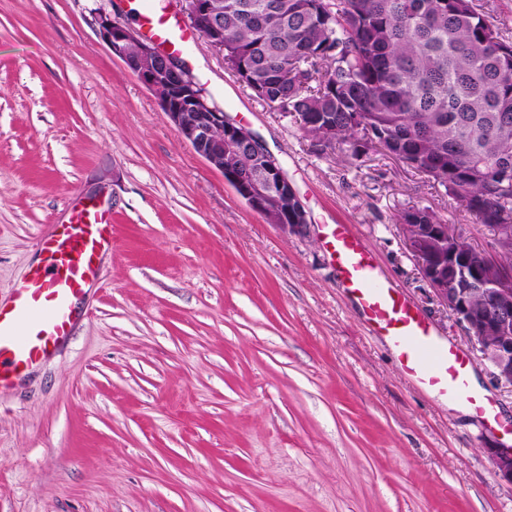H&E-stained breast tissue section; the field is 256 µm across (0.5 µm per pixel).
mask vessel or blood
Listing matches in <instances>:
<instances>
[{
  "mask_svg": "<svg viewBox=\"0 0 512 512\" xmlns=\"http://www.w3.org/2000/svg\"><path fill=\"white\" fill-rule=\"evenodd\" d=\"M146 36L177 54L191 35L177 18L140 0ZM326 247L349 297L372 330L393 347L403 374L438 398L464 402L484 424L497 423L493 402L472 385V358L435 335L425 315L391 285L360 236L329 225ZM112 244V216L100 205L75 201L68 223L54 225L37 250V265L0 303V390L55 355L72 335L77 302L103 274L101 256Z\"/></svg>",
  "mask_w": 512,
  "mask_h": 512,
  "instance_id": "vessel-or-blood-1",
  "label": "vessel or blood"
}]
</instances>
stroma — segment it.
I'll return each mask as SVG.
<instances>
[{
	"label": "stroma",
	"mask_w": 512,
	"mask_h": 512,
	"mask_svg": "<svg viewBox=\"0 0 512 512\" xmlns=\"http://www.w3.org/2000/svg\"><path fill=\"white\" fill-rule=\"evenodd\" d=\"M111 9L0 0V299L72 198L112 216L73 336L0 392V512H512L491 459L512 443V387L422 280L399 217L429 209L493 254L488 228L388 154L320 151L195 36L190 74L265 142L309 229L266 223L110 51ZM328 224L473 353L502 429L404 376L347 299Z\"/></svg>",
	"instance_id": "1"
}]
</instances>
